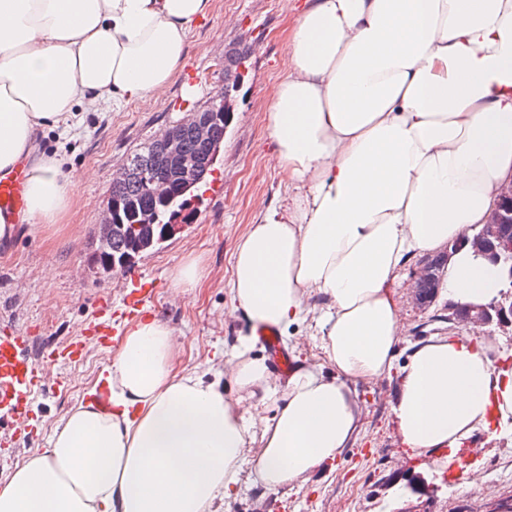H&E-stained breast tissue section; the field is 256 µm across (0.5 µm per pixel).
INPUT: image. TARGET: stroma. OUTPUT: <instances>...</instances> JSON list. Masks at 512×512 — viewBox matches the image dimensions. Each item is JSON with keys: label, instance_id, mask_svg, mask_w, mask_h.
Wrapping results in <instances>:
<instances>
[{"label": "stroma", "instance_id": "1", "mask_svg": "<svg viewBox=\"0 0 512 512\" xmlns=\"http://www.w3.org/2000/svg\"><path fill=\"white\" fill-rule=\"evenodd\" d=\"M291 23L285 0H214L210 19L189 32L185 64L161 97L82 113L67 131L45 130L46 153L66 159L73 183L70 207L63 222L48 229L20 225L10 247L0 249V317L31 330L35 353L81 336L87 324L100 320L104 298L120 304L117 278L98 280L87 272L113 177L127 153L223 87L225 52L245 46L246 75L233 93L232 122L196 221L136 265L160 284L150 311L173 329L181 364L220 367L225 355L233 354L249 332L244 320L224 317L231 305L226 282L236 237L285 194L283 175L268 161L267 90L285 74ZM190 78L195 84L189 88ZM192 260L203 280L188 295L174 293L176 272ZM397 297L405 328L395 360L401 366L415 344L447 335L448 301L441 296L429 307L416 305L407 276ZM115 352L90 342L78 360L60 366L66 385L38 393L39 423L18 440L16 464L47 447L54 428ZM399 386L394 374L360 387L366 406L359 432L339 460L318 467L303 485L278 491L257 485L252 466L243 464L236 494L218 512H492L512 501V432L484 439L480 482L448 484L442 454L419 455L402 445L392 413Z\"/></svg>", "mask_w": 512, "mask_h": 512}]
</instances>
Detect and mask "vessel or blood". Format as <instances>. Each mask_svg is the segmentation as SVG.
I'll return each mask as SVG.
<instances>
[{"instance_id": "b4317fda", "label": "vessel or blood", "mask_w": 512, "mask_h": 512, "mask_svg": "<svg viewBox=\"0 0 512 512\" xmlns=\"http://www.w3.org/2000/svg\"><path fill=\"white\" fill-rule=\"evenodd\" d=\"M25 165H17L11 171L0 174V213L17 214L25 208L24 188ZM122 311L128 320L143 315L158 291V283L146 280L140 274L127 273L121 277ZM260 344L272 352V368L285 376L293 368V362L283 352L274 329L258 330ZM33 338L27 328L11 325L0 328V465L10 451L16 436L31 430L36 417L33 402L37 390L46 387H61L62 377L53 371L58 362L75 361L84 348L85 342L74 339L45 351L41 359L31 355ZM483 450L478 442L469 447L452 449L453 463L448 471L449 482L455 483L475 475L474 463Z\"/></svg>"}]
</instances>
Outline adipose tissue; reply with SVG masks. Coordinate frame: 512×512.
Returning a JSON list of instances; mask_svg holds the SVG:
<instances>
[{"mask_svg": "<svg viewBox=\"0 0 512 512\" xmlns=\"http://www.w3.org/2000/svg\"><path fill=\"white\" fill-rule=\"evenodd\" d=\"M213 0H0V171L31 158L32 224L60 223L72 183L35 133L156 96L182 69ZM287 72L268 90L272 165L286 199L236 240L233 315L287 331L311 321L321 363L272 379L241 338L220 377L180 366L147 316L0 486V512H217L246 450L277 490L338 459L362 416L358 387L393 368L394 290L414 257L448 251L443 288L464 307L500 295L465 238L512 177V0H292ZM326 299L314 309L306 300ZM477 333L414 348L393 407L428 455L477 430L512 431V368Z\"/></svg>", "mask_w": 512, "mask_h": 512, "instance_id": "ef3b65f1", "label": "adipose tissue"}]
</instances>
